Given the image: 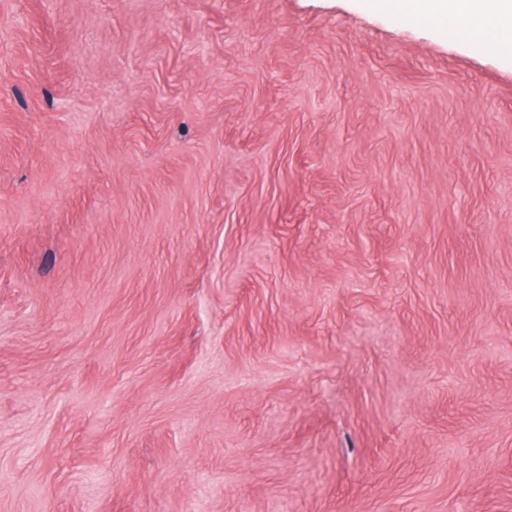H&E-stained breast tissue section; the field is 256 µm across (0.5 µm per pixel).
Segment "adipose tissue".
<instances>
[{"mask_svg":"<svg viewBox=\"0 0 512 512\" xmlns=\"http://www.w3.org/2000/svg\"><path fill=\"white\" fill-rule=\"evenodd\" d=\"M405 17L512 49V0H397Z\"/></svg>","mask_w":512,"mask_h":512,"instance_id":"obj_1","label":"adipose tissue"}]
</instances>
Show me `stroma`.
<instances>
[{"label":"stroma","instance_id":"1","mask_svg":"<svg viewBox=\"0 0 512 512\" xmlns=\"http://www.w3.org/2000/svg\"><path fill=\"white\" fill-rule=\"evenodd\" d=\"M374 0H0V512H512V50Z\"/></svg>","mask_w":512,"mask_h":512}]
</instances>
